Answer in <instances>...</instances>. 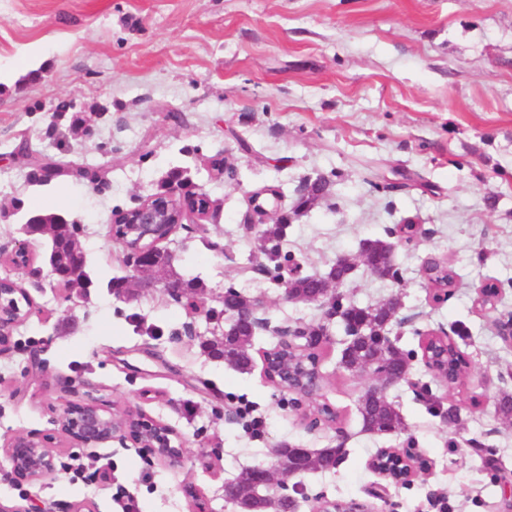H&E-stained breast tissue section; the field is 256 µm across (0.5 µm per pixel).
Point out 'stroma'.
I'll use <instances>...</instances> for the list:
<instances>
[{
	"label": "stroma",
	"mask_w": 512,
	"mask_h": 512,
	"mask_svg": "<svg viewBox=\"0 0 512 512\" xmlns=\"http://www.w3.org/2000/svg\"><path fill=\"white\" fill-rule=\"evenodd\" d=\"M62 101L74 103L83 128L54 119ZM25 151L98 172L102 183L37 182ZM218 156L222 174L209 170ZM175 167L215 204L163 244L173 273L201 285L204 314L192 321L162 289L124 301L107 287L132 273L112 212L158 192ZM373 172L392 190L366 184ZM319 176L329 194L293 216L306 181ZM267 185L280 187L291 218L282 248L307 274L341 255L357 261L364 240L388 238L405 220L419 225L413 244L394 245L399 281L357 262L343 292L364 307L400 297L389 336L408 351L422 332L465 327L459 347L471 378L462 392L413 361L410 381L427 385L429 398L410 382L388 387L405 430L364 431L357 404L371 380L339 366L344 333L333 322L322 394L340 422L312 429L290 394L267 382L262 361L241 373L204 353L224 330L230 286L263 297L273 323L323 320L318 305L284 300L279 282L256 269L262 234H245L242 222L251 194ZM33 211L79 224L93 284L62 290L40 261L18 274L36 309L0 354V443L17 434L42 441L57 473L30 485L0 467V504L37 500L70 512L85 501L122 512V490L138 512H195L191 485L208 512H235L225 481L272 463L279 443L318 450L341 440L336 468L301 477L294 512H317L324 498L370 512H501L512 475V428L496 411L498 396L512 392V348L496 328L497 315L512 313V0H0V253L22 241ZM433 256L458 273L439 304L422 274ZM490 280L502 294L494 315L475 306ZM83 394L112 415L138 408L172 426L181 464L116 440L95 450L65 441L57 418ZM451 405L459 420L447 424L435 410ZM410 438L428 470L372 496L380 478L369 459Z\"/></svg>",
	"instance_id": "35a3bbf8"
}]
</instances>
